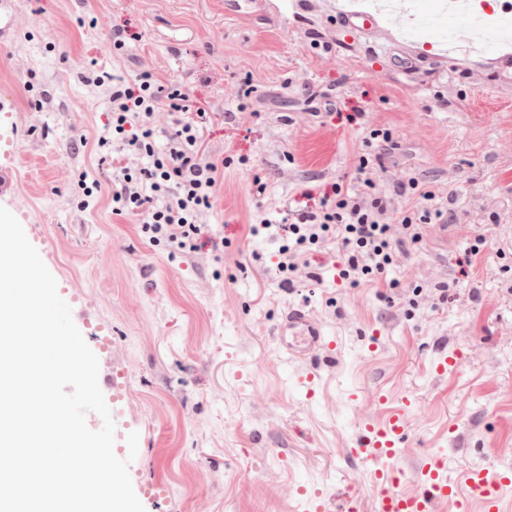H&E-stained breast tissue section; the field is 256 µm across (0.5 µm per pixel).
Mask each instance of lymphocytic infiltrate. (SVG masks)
<instances>
[{"instance_id":"f902f5d3","label":"lymphocytic infiltrate","mask_w":512,"mask_h":512,"mask_svg":"<svg viewBox=\"0 0 512 512\" xmlns=\"http://www.w3.org/2000/svg\"><path fill=\"white\" fill-rule=\"evenodd\" d=\"M186 100L180 89L165 88L148 71L132 81L113 80L107 132L96 140L94 152L100 164L117 171L110 196L113 214L138 217L141 233L153 245L191 254L198 249L201 217L214 206L224 166L206 160L202 151L206 110L197 109L195 121L180 120ZM165 108L175 120L160 148L156 116ZM372 185L369 179L360 189L336 183L332 196L311 211L281 206L276 269L285 280L301 277L310 256L323 249L337 250L344 278L357 281L383 273L420 245L421 218L405 211L390 219L389 201L372 193Z\"/></svg>"}]
</instances>
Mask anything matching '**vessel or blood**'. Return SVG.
<instances>
[{"instance_id":"b4317fda","label":"vessel or blood","mask_w":512,"mask_h":512,"mask_svg":"<svg viewBox=\"0 0 512 512\" xmlns=\"http://www.w3.org/2000/svg\"><path fill=\"white\" fill-rule=\"evenodd\" d=\"M68 305L74 323L95 322L98 307L94 299L84 295L77 284H69L66 289ZM275 336L281 352L286 358L325 359L331 357L335 344L329 341L323 325L308 311L301 308L289 310L275 327ZM96 355L99 360V385L107 390H115L117 379L122 373V360L111 346L100 344ZM408 419L403 412L393 413L386 424L375 426L362 423L358 453L368 454L370 459H390L396 454L399 444L405 439ZM417 489L410 493L398 490L397 475L391 469H378L374 472V483L378 489L377 512H433L435 503L443 498L456 495V482L448 476L443 466L428 463L417 474ZM466 483L472 495L482 499L485 512H500L499 491L512 485V471L500 475L497 483H489L486 472L474 468L467 472Z\"/></svg>"}]
</instances>
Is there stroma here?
Masks as SVG:
<instances>
[{
	"mask_svg": "<svg viewBox=\"0 0 512 512\" xmlns=\"http://www.w3.org/2000/svg\"><path fill=\"white\" fill-rule=\"evenodd\" d=\"M437 0H408L404 43L350 30L345 0H11L0 38V96L19 201L56 264L98 304L101 333L124 362V402L145 480L162 485L146 512H310L309 492L377 512L374 463L349 455L361 413L384 422L410 400L408 435L388 467L438 460L451 477L512 470V65L444 55L416 24ZM131 34L120 54L112 35ZM151 71L210 114L207 158L224 179L197 252L144 238L108 197L82 208V177L112 186L91 148L109 98L96 79ZM388 141L373 139L372 130ZM394 210L439 212L424 239L375 281L338 276L283 285L273 226L283 203L314 205L343 179ZM486 242L478 255L477 235ZM447 287L446 304L405 303L410 288ZM304 307L336 343V361L305 388L272 331ZM457 369L437 372L441 356ZM304 487L306 495L295 494Z\"/></svg>",
	"mask_w": 512,
	"mask_h": 512,
	"instance_id": "1",
	"label": "stroma"
}]
</instances>
